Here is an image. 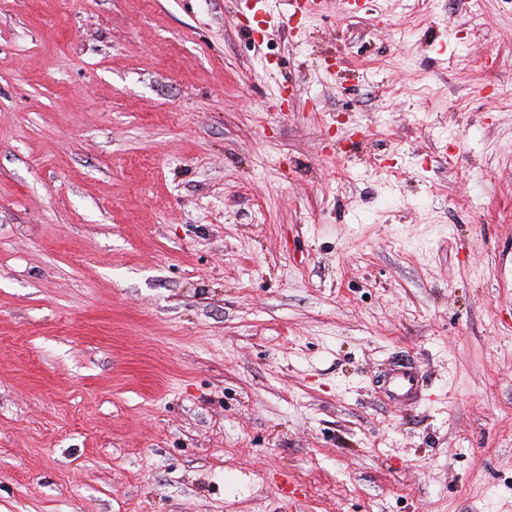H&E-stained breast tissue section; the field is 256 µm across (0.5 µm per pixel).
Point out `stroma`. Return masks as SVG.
I'll return each mask as SVG.
<instances>
[{
  "label": "stroma",
  "instance_id": "35a3bbf8",
  "mask_svg": "<svg viewBox=\"0 0 512 512\" xmlns=\"http://www.w3.org/2000/svg\"><path fill=\"white\" fill-rule=\"evenodd\" d=\"M250 2L0 0V512H512V0ZM387 384L389 393L398 398L410 400L416 394L419 378L411 364L401 363L391 370Z\"/></svg>",
  "mask_w": 512,
  "mask_h": 512
}]
</instances>
